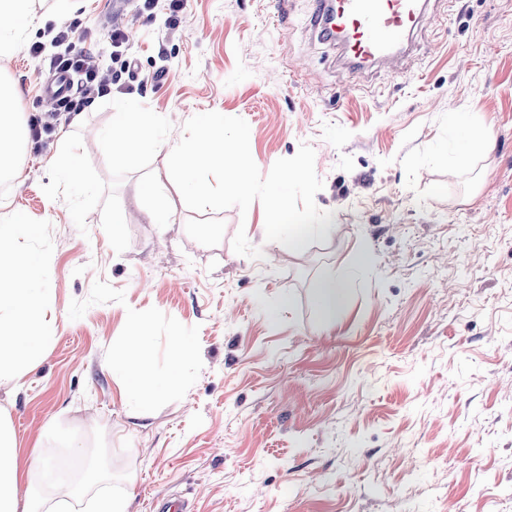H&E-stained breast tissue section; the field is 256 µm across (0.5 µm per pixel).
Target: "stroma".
<instances>
[{
    "mask_svg": "<svg viewBox=\"0 0 512 512\" xmlns=\"http://www.w3.org/2000/svg\"><path fill=\"white\" fill-rule=\"evenodd\" d=\"M403 76L356 70L310 22L315 0H30L34 23L0 53L22 118L41 110L54 47L75 20L101 68L136 63L129 89L94 96L43 144L25 140L0 191V225L23 213L22 248L46 255L49 338L0 384L21 455L105 448L107 487L130 512L181 496L190 512H512V0H427ZM136 40L113 47V23ZM163 116L153 150L106 135L128 101ZM244 119L261 174L315 152L328 236L294 253L266 241L260 202L196 213L171 181L174 223L149 224L141 182L199 112ZM486 149L452 166L468 130ZM85 183L64 180L62 136ZM245 230L262 259L237 255ZM368 257L357 267L358 251ZM349 283L335 319L315 290ZM279 308L270 319V308ZM163 375L173 336L186 386L147 416L121 398L109 360L130 315Z\"/></svg>",
    "mask_w": 512,
    "mask_h": 512,
    "instance_id": "35a3bbf8",
    "label": "stroma"
}]
</instances>
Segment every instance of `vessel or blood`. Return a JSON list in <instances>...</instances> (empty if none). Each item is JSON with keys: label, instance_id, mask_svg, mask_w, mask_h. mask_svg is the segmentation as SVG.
<instances>
[{"label": "vessel or blood", "instance_id": "1", "mask_svg": "<svg viewBox=\"0 0 512 512\" xmlns=\"http://www.w3.org/2000/svg\"><path fill=\"white\" fill-rule=\"evenodd\" d=\"M316 29L341 32L348 64L355 69L373 62L396 63L409 36L427 17L422 0H318Z\"/></svg>", "mask_w": 512, "mask_h": 512}]
</instances>
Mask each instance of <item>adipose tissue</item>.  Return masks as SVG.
Masks as SVG:
<instances>
[{"label": "adipose tissue", "instance_id": "ef3b65f1", "mask_svg": "<svg viewBox=\"0 0 512 512\" xmlns=\"http://www.w3.org/2000/svg\"><path fill=\"white\" fill-rule=\"evenodd\" d=\"M19 89L0 84V174L17 177V147L14 137L20 126L14 112ZM158 114L139 111L136 102L113 113L109 137L113 144L139 149L154 148ZM22 219L0 225V382L16 378L38 355L46 340L44 310L50 299L42 288L47 259L21 251L16 238ZM151 335L148 324L131 316L124 345L112 355V374L122 384L127 402L147 412L153 397L181 389L186 383L182 363L188 354L183 337H174L169 349V367L155 375L151 367ZM59 459L41 461L32 467L18 455L8 416L0 414V512H41L31 497L35 476L52 478ZM103 473L85 470L74 474L63 487V495L51 512H67L70 505L86 502L88 512H129L131 500L101 489Z\"/></svg>", "mask_w": 512, "mask_h": 512}]
</instances>
